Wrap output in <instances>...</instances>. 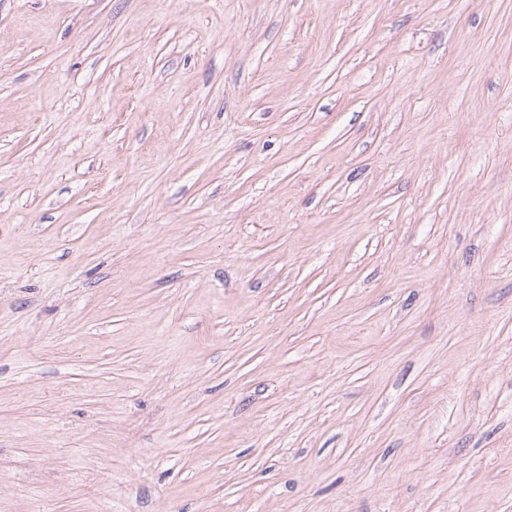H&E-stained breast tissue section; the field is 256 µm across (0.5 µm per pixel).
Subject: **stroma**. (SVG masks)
Instances as JSON below:
<instances>
[{
	"label": "stroma",
	"mask_w": 512,
	"mask_h": 512,
	"mask_svg": "<svg viewBox=\"0 0 512 512\" xmlns=\"http://www.w3.org/2000/svg\"><path fill=\"white\" fill-rule=\"evenodd\" d=\"M0 512H512V0H0Z\"/></svg>",
	"instance_id": "1"
}]
</instances>
